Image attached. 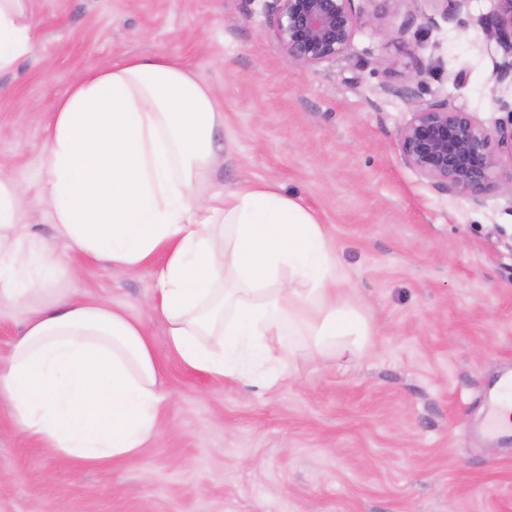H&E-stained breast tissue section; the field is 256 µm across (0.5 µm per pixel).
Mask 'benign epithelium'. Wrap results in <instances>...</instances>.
Wrapping results in <instances>:
<instances>
[{
	"instance_id": "benign-epithelium-1",
	"label": "benign epithelium",
	"mask_w": 512,
	"mask_h": 512,
	"mask_svg": "<svg viewBox=\"0 0 512 512\" xmlns=\"http://www.w3.org/2000/svg\"><path fill=\"white\" fill-rule=\"evenodd\" d=\"M487 22L489 36L504 51L492 79L512 82V0H495ZM275 38L288 57L319 65L343 56L366 15L357 0H271ZM387 92L412 100V116L400 133L404 163L448 194L480 201L499 178L504 162L512 165V101L500 98L508 120L487 128L464 106L439 98L424 99L408 86Z\"/></svg>"
}]
</instances>
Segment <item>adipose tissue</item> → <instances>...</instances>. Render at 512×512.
<instances>
[{
    "instance_id": "ef3b65f1",
    "label": "adipose tissue",
    "mask_w": 512,
    "mask_h": 512,
    "mask_svg": "<svg viewBox=\"0 0 512 512\" xmlns=\"http://www.w3.org/2000/svg\"><path fill=\"white\" fill-rule=\"evenodd\" d=\"M26 0H0V70L32 48ZM220 95L158 55L122 54L60 97L45 135L42 195L68 250L150 268L151 312L189 368L266 389L292 338L357 359L372 334L330 234L271 179L195 189L218 160ZM26 192L0 173V305L31 307L0 405L27 436L80 464L134 455L164 400L144 320L55 287L63 253L26 231Z\"/></svg>"
}]
</instances>
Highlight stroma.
Masks as SVG:
<instances>
[{
  "label": "stroma",
  "mask_w": 512,
  "mask_h": 512,
  "mask_svg": "<svg viewBox=\"0 0 512 512\" xmlns=\"http://www.w3.org/2000/svg\"><path fill=\"white\" fill-rule=\"evenodd\" d=\"M31 53L0 72V171L27 191L24 222L65 248L48 204L44 129L56 99L121 53L158 54L221 94L224 161L199 192L274 178L329 228L374 336L347 368L297 349L264 390L187 367L147 315V270L67 253L75 298L148 318L164 402L139 454L81 465L22 434L0 406V512H512V441L477 433L487 391L512 371V184L482 203L435 189L401 160L410 101L391 94L416 62L417 94L464 105L486 127L512 88L503 52L468 0L463 24L404 0L374 34L315 66L280 48L264 0H28ZM435 25L401 31L405 13Z\"/></svg>",
  "instance_id": "1"
}]
</instances>
